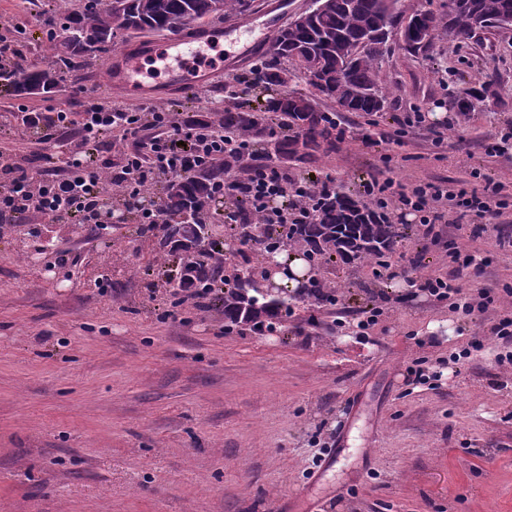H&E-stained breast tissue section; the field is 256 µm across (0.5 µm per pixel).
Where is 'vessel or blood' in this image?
<instances>
[{
  "label": "vessel or blood",
  "mask_w": 512,
  "mask_h": 512,
  "mask_svg": "<svg viewBox=\"0 0 512 512\" xmlns=\"http://www.w3.org/2000/svg\"><path fill=\"white\" fill-rule=\"evenodd\" d=\"M224 33L223 24L192 26L175 36L130 41L109 56L105 76L110 88L129 99L180 94L208 87L224 66L210 51ZM161 55L171 60L165 80L146 83L140 77L144 61Z\"/></svg>",
  "instance_id": "b4317fda"
}]
</instances>
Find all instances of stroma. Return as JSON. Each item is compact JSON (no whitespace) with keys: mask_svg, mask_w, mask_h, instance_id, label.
I'll return each mask as SVG.
<instances>
[{"mask_svg":"<svg viewBox=\"0 0 512 512\" xmlns=\"http://www.w3.org/2000/svg\"><path fill=\"white\" fill-rule=\"evenodd\" d=\"M307 4L252 0L225 17L224 70L180 96L182 111L253 99L225 83L272 50L244 53L234 26L270 15L285 24ZM35 8L0 0V25H26L25 60L39 69L54 54ZM102 66L66 74L50 94L0 85V116L121 102L87 81ZM382 73L386 112L343 114L335 151L288 163L289 175L330 176L355 194L385 172L410 186L464 181L476 168L512 185V157L486 152L512 128V27L426 52L390 40ZM471 87L484 100L465 116L455 100ZM416 109L424 126L392 143L398 118ZM435 129L447 148L432 146ZM400 225L381 274L369 263L337 269V304L296 303L271 333L225 328L218 303L174 306L151 236L34 213L0 227V512H290L336 447L335 470L312 492L316 512H512V365L501 360L512 345L492 333L512 313V213L478 238L452 220L435 240L412 219ZM452 246L482 258L457 284L490 290L486 313L462 316L422 289L451 271ZM369 310L378 321L358 335ZM419 366L423 384L409 374Z\"/></svg>","mask_w":512,"mask_h":512,"instance_id":"stroma-1","label":"stroma"}]
</instances>
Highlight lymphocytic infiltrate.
Segmentation results:
<instances>
[{
    "mask_svg": "<svg viewBox=\"0 0 512 512\" xmlns=\"http://www.w3.org/2000/svg\"><path fill=\"white\" fill-rule=\"evenodd\" d=\"M39 119V138L43 141L54 133L78 127L76 158L63 169L53 159H46L44 166L33 173L4 162V155L15 142V126L1 121V224L17 223L33 211L51 215L59 224H99L103 175L109 168L128 200L139 201L142 187H150L154 204L139 209L135 221L156 224L160 214L155 203L162 196L166 175L186 174L224 154L250 147L246 140L226 136L205 124L200 116L172 108L140 112L100 100L79 110L61 106L56 111L40 113ZM116 143L123 144L124 151L115 164L109 155ZM362 188L381 217L390 218L396 210L412 212L424 236L431 238L436 237V226L447 213H455L461 220L479 218L475 232L480 235L485 233L487 224L512 205V194L505 185L476 170L472 171L470 181L452 185L430 182L409 188L387 177L364 181ZM220 190L226 195L245 197L251 205L261 207L271 224H306L313 219L311 187L273 167H255L242 179L225 176ZM282 197L291 199L290 208L270 207V199ZM449 257L452 276H428L424 290L436 300L450 301L455 310L465 315L486 312L493 302L487 290L472 295L452 283L453 276L461 275L473 264V256L455 250Z\"/></svg>",
    "mask_w": 512,
    "mask_h": 512,
    "instance_id": "1",
    "label": "lymphocytic infiltrate"
}]
</instances>
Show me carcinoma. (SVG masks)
<instances>
[{"instance_id":"obj_1","label":"carcinoma","mask_w":512,"mask_h":512,"mask_svg":"<svg viewBox=\"0 0 512 512\" xmlns=\"http://www.w3.org/2000/svg\"><path fill=\"white\" fill-rule=\"evenodd\" d=\"M321 12L305 23L291 21L273 42L276 62L267 65L261 82L285 87L290 72H300L317 93L336 102L346 112L375 116L387 107L381 86L382 45L395 37L412 51L433 47L439 31L450 40L462 39L477 30L512 23V0H456L446 18L417 9L405 15L400 0H318ZM250 0H87L83 11L59 23L61 38L53 39L56 62L77 69L82 63L109 50L116 31L170 33L222 18L244 15ZM289 62L293 70L282 66ZM0 79L15 91L49 94L57 87V70L20 68ZM288 128L279 136L276 152L283 159L306 161L315 154L336 149L339 116L320 111L301 95L285 91L268 106L255 97L217 110L213 124L250 136L258 145L251 155L231 154L216 164L197 167L187 175L172 176L158 202L162 215L161 235L155 242L154 261L166 268L167 283L177 288H210L222 278V268L210 261L222 241L213 225L200 220L205 207L216 201V184L235 170L245 173L266 159L265 139L273 134L272 121ZM315 219L310 224H284L278 230L263 223V213L236 203L234 230L244 242L264 245L276 253L290 245L306 252L310 261V294L317 298L326 287L321 270L331 258L344 265L367 258L379 260L391 252L401 233L397 225L382 221L373 207L343 190L322 191L314 196ZM232 284L224 288V319L234 325L266 329L288 314L294 297L269 295L260 288L250 260L233 269Z\"/></svg>"}]
</instances>
